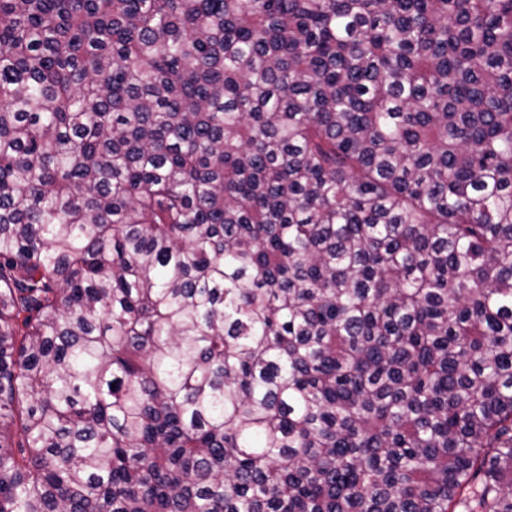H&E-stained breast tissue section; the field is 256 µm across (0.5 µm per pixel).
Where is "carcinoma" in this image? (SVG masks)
Instances as JSON below:
<instances>
[{
    "label": "carcinoma",
    "mask_w": 512,
    "mask_h": 512,
    "mask_svg": "<svg viewBox=\"0 0 512 512\" xmlns=\"http://www.w3.org/2000/svg\"><path fill=\"white\" fill-rule=\"evenodd\" d=\"M0 512H512V0H0Z\"/></svg>",
    "instance_id": "obj_1"
}]
</instances>
